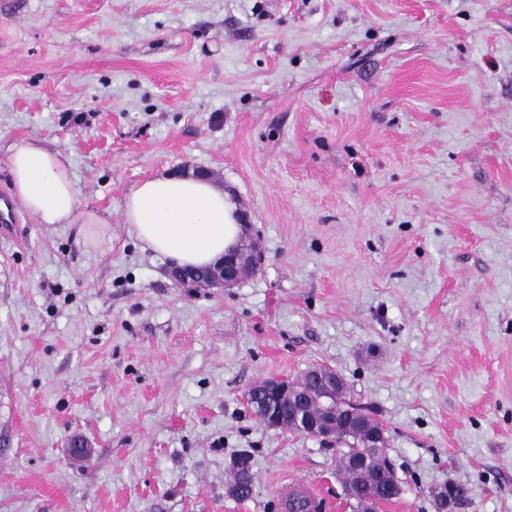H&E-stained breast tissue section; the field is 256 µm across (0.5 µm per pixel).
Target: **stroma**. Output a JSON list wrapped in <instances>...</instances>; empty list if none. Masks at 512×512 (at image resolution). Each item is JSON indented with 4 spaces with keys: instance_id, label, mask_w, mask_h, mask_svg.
Segmentation results:
<instances>
[{
    "instance_id": "obj_1",
    "label": "stroma",
    "mask_w": 512,
    "mask_h": 512,
    "mask_svg": "<svg viewBox=\"0 0 512 512\" xmlns=\"http://www.w3.org/2000/svg\"><path fill=\"white\" fill-rule=\"evenodd\" d=\"M20 139L102 221L0 225V512H349L334 451L244 402L317 365L386 430L381 512H512V0H0V189ZM184 169L261 245L235 288L123 222Z\"/></svg>"
}]
</instances>
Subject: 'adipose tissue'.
<instances>
[{
  "label": "adipose tissue",
  "mask_w": 512,
  "mask_h": 512,
  "mask_svg": "<svg viewBox=\"0 0 512 512\" xmlns=\"http://www.w3.org/2000/svg\"><path fill=\"white\" fill-rule=\"evenodd\" d=\"M8 165L13 194L36 223H99L80 206L66 151L24 139L11 146ZM123 219L144 249L178 267L215 264L243 233L235 204L205 177L141 181L124 198Z\"/></svg>",
  "instance_id": "ef3b65f1"
}]
</instances>
